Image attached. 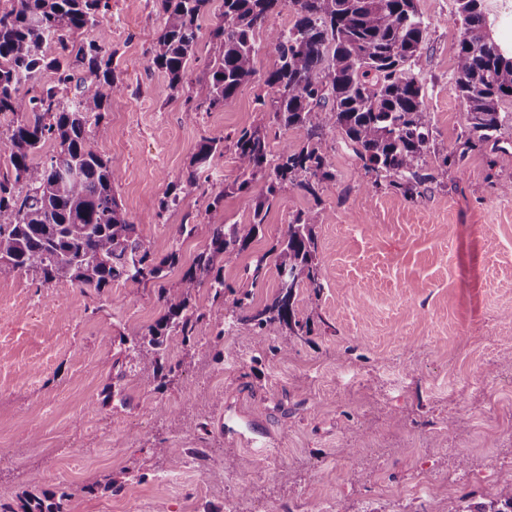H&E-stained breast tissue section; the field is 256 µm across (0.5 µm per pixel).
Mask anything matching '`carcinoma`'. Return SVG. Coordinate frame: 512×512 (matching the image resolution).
Returning <instances> with one entry per match:
<instances>
[{
	"mask_svg": "<svg viewBox=\"0 0 512 512\" xmlns=\"http://www.w3.org/2000/svg\"><path fill=\"white\" fill-rule=\"evenodd\" d=\"M215 2L160 0L163 26L151 63L173 90L185 83ZM288 9L295 21L270 35L276 63L263 83L273 91L271 126L294 131L298 142L275 153L267 130L238 131L239 174L231 189L247 191L260 180L265 194L249 223L208 225L205 248L171 287L162 280L180 263L179 244L155 254L118 203L111 161L89 146L92 135L112 136L107 108L122 91L105 25L110 0H10L0 9V116L8 119L0 131V159L8 165L0 177V268L33 271L45 284L66 279L99 299L114 282L157 284L159 318L140 336L120 337L130 369L149 383L163 386L182 367L183 361L169 357L165 338L176 336L184 350L194 348L211 309L224 306L226 293L234 292L224 282V266L256 239L269 200L290 186L321 204L322 183L335 178L322 149L326 131L351 146L375 186L413 200L436 180L427 167L435 152L432 120L411 74L428 28L416 0H288ZM282 10L283 0H221L220 20L209 29L218 53L187 97L186 111L221 109L256 79V34ZM457 15L454 89L467 112L460 150L442 157L447 168L474 147L499 149L502 130L512 126V114L499 111L500 101L512 98V50L491 36L484 0H457ZM42 72L51 73L52 82L31 96L22 92ZM67 89L70 99L61 95ZM48 143L55 152L36 161ZM221 144L216 137L201 138L189 166L168 184L159 212L178 208L185 194L202 187ZM322 220L317 208L293 214L273 249L277 292L262 306L247 303V292L235 301L240 312L232 315L234 322L259 335L285 337L268 346L273 356L288 352L290 340L313 333L297 315L295 295L306 288L317 296L324 288L315 232ZM267 258L245 269L251 285L264 280ZM69 498L62 490L25 491L13 502L0 501V512H67ZM468 499L457 512H512V496L487 491L478 502L473 495Z\"/></svg>",
	"mask_w": 512,
	"mask_h": 512,
	"instance_id": "carcinoma-1",
	"label": "carcinoma"
}]
</instances>
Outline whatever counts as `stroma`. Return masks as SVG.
Instances as JSON below:
<instances>
[{"label": "stroma", "instance_id": "35a3bbf8", "mask_svg": "<svg viewBox=\"0 0 512 512\" xmlns=\"http://www.w3.org/2000/svg\"><path fill=\"white\" fill-rule=\"evenodd\" d=\"M417 7L429 27L413 75L432 119L428 166L439 183L414 201L373 186L327 132L336 179L322 185L316 227L326 285L317 298L299 291L297 314L314 333L287 355H269V337L232 324L229 294L194 352L169 341L184 365L159 388L130 371L120 347L158 318L156 287L113 284L92 312L77 285L0 269L1 501L61 486L68 512H225L229 496L279 512H456L459 491L407 495L420 470L458 476L465 488L492 460L512 457V196L495 188L512 181V128L501 151L477 148L461 166L441 167L466 119L454 90L461 29L456 0ZM162 23L157 0H110L123 90L108 109L111 137L89 144L111 160L116 196L155 252H168L179 225H197L181 246L187 266L209 225L252 217L255 193L229 189L233 139L267 126L260 101L271 91L258 78L221 110L186 112V91H171L150 62ZM204 137L224 140L204 189L159 212ZM220 190L222 207L208 212ZM312 204L298 189L280 192L257 238L224 268L235 292L256 304L276 293V271L253 286L245 269ZM114 376L125 404L103 401ZM376 448L389 456H373ZM109 478L122 489L90 492Z\"/></svg>", "mask_w": 512, "mask_h": 512}]
</instances>
